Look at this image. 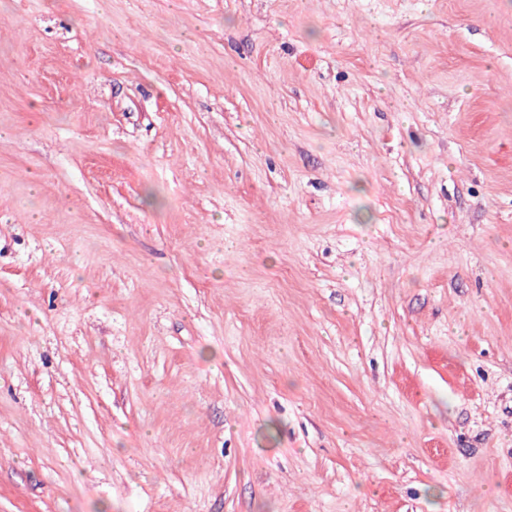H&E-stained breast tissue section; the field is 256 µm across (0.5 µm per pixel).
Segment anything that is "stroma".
Here are the masks:
<instances>
[{
	"mask_svg": "<svg viewBox=\"0 0 512 512\" xmlns=\"http://www.w3.org/2000/svg\"><path fill=\"white\" fill-rule=\"evenodd\" d=\"M0 512H512V0H0Z\"/></svg>",
	"mask_w": 512,
	"mask_h": 512,
	"instance_id": "35a3bbf8",
	"label": "stroma"
}]
</instances>
